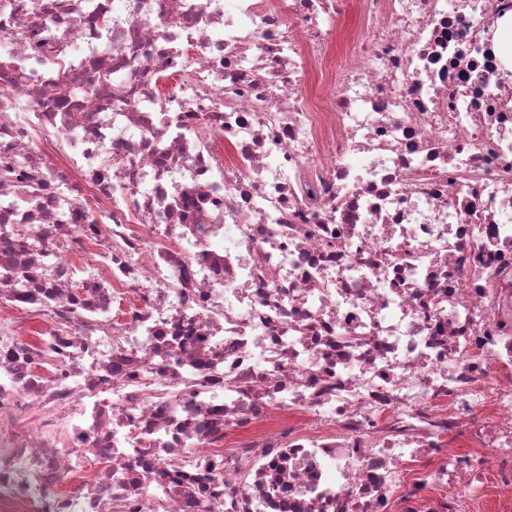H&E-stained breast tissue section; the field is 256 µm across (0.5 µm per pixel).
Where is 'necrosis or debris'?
<instances>
[{
	"label": "necrosis or debris",
	"instance_id": "obj_1",
	"mask_svg": "<svg viewBox=\"0 0 512 512\" xmlns=\"http://www.w3.org/2000/svg\"><path fill=\"white\" fill-rule=\"evenodd\" d=\"M511 19L0 0V512H512Z\"/></svg>",
	"mask_w": 512,
	"mask_h": 512
}]
</instances>
